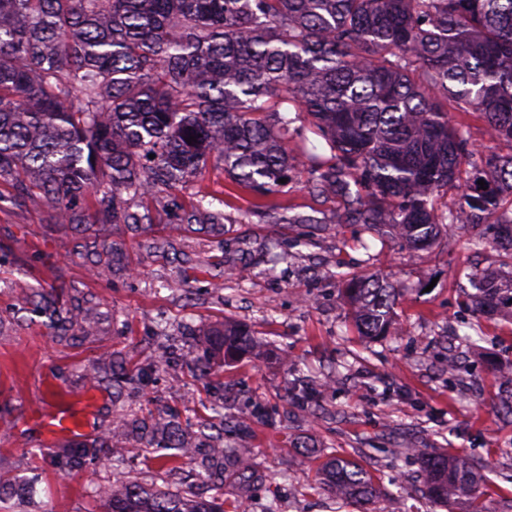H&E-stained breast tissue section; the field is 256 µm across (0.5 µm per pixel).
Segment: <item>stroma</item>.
Masks as SVG:
<instances>
[{
	"label": "stroma",
	"mask_w": 512,
	"mask_h": 512,
	"mask_svg": "<svg viewBox=\"0 0 512 512\" xmlns=\"http://www.w3.org/2000/svg\"><path fill=\"white\" fill-rule=\"evenodd\" d=\"M306 175L294 169L281 200L304 224H272L232 217L251 200L218 167L177 190L180 210L152 226L175 249H140L120 234L134 272L94 278L76 252L93 231L49 219L36 203L0 205V507L7 512H105L95 485L134 480L195 500L223 492L225 503L246 496L251 512L277 501L279 512H359L317 488L307 454L344 457L374 475L381 503L399 499L400 512H464L422 497L401 496L400 486L422 479L412 448L447 450L481 461L488 512H512V321L476 316L461 288L473 270L497 271L494 248L471 249L458 234L414 251L379 238L364 224H346L342 198H314ZM205 190L224 202L229 220L222 239L184 221L183 210ZM382 272L403 288L389 336L359 335L340 297L339 279ZM68 285L70 299L99 305L92 341L55 342L48 319L23 289L40 282ZM242 323L258 337L253 354L225 360L220 386L190 377L181 362L148 370L157 349L203 351L202 329ZM479 330L471 348L459 337ZM120 352L146 368L126 402L144 404L181 423L210 421L212 404L224 407V443L252 468L243 480L233 462L199 449L194 460H161L145 444L117 441L119 469L75 464L69 452L44 439L33 417L46 405L92 399L85 441L99 437L118 408L112 387L84 378L102 351ZM312 393L319 415L307 416L298 397ZM261 414L248 416L252 403Z\"/></svg>",
	"instance_id": "35a3bbf8"
}]
</instances>
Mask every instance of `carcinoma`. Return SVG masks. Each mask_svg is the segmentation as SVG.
Here are the masks:
<instances>
[{
	"label": "carcinoma",
	"mask_w": 512,
	"mask_h": 512,
	"mask_svg": "<svg viewBox=\"0 0 512 512\" xmlns=\"http://www.w3.org/2000/svg\"><path fill=\"white\" fill-rule=\"evenodd\" d=\"M450 103L512 144V0H0V185L13 189L0 202L34 201L63 224L146 235L159 195L212 162L253 195L237 218L246 223L276 209L304 118L329 149L307 153L310 194L342 197L347 223L411 249L464 230L482 250L478 227L493 225L507 271H473L465 299L480 314L512 313V152L476 156L468 132L448 124ZM451 187L460 191L454 208L439 203ZM226 219L206 195L186 214L212 236L224 235ZM121 268L132 271L122 246L101 241L90 275ZM26 293L58 341L94 335L95 305L69 308L53 284ZM343 294L361 335L390 332L401 289L354 275ZM208 336V354L181 353L199 379L218 359L254 350L237 323ZM118 359L102 353L85 377L112 376L118 396L141 386L143 373L125 374ZM130 436L179 458L193 448L225 457L224 436L131 406L99 439L70 447L110 467L112 440ZM416 455L423 497L478 499V464ZM324 491L376 497L353 460L331 463ZM101 498L108 512H224L222 493L191 501L135 481Z\"/></svg>",
	"instance_id": "cac0c4a2"
}]
</instances>
